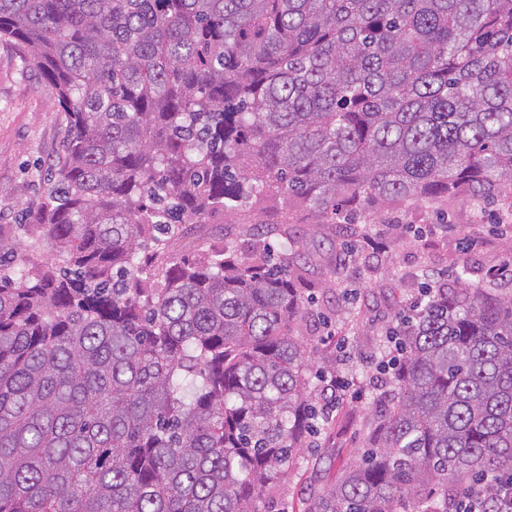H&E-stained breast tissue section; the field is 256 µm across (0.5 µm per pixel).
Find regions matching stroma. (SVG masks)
<instances>
[{
    "mask_svg": "<svg viewBox=\"0 0 512 512\" xmlns=\"http://www.w3.org/2000/svg\"><path fill=\"white\" fill-rule=\"evenodd\" d=\"M61 137L52 91L35 71L22 68L13 45L0 41V232L9 238L25 239L21 212L37 206ZM258 219V211L248 206L233 216L208 217L189 225L174 249L190 255L213 243L249 246L254 236L248 228ZM356 221L372 225L375 239L350 259L349 279L330 292L321 287V264L334 227L327 224L304 237L305 279L312 285L314 304L302 330L313 344L330 333L342 338L336 376L363 391L358 399L343 398L335 427L322 431L315 447L305 449L267 492V512H305L307 500L330 491L367 448L376 398L389 387L377 369L387 352L385 329L394 312L414 302L423 274L440 273L445 283L455 285L454 264L464 255L473 267L469 283L512 290L507 280L490 275L512 259V226L503 210L479 214L459 199L408 202L378 216L363 213Z\"/></svg>",
    "mask_w": 512,
    "mask_h": 512,
    "instance_id": "1",
    "label": "stroma"
}]
</instances>
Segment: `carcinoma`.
<instances>
[{"mask_svg": "<svg viewBox=\"0 0 512 512\" xmlns=\"http://www.w3.org/2000/svg\"><path fill=\"white\" fill-rule=\"evenodd\" d=\"M0 40L63 121L0 235V512H261L332 423L288 210L512 214V0H0ZM270 199L280 255L171 250ZM468 273L394 315L369 450L306 512H457L512 474V293Z\"/></svg>", "mask_w": 512, "mask_h": 512, "instance_id": "obj_1", "label": "carcinoma"}]
</instances>
